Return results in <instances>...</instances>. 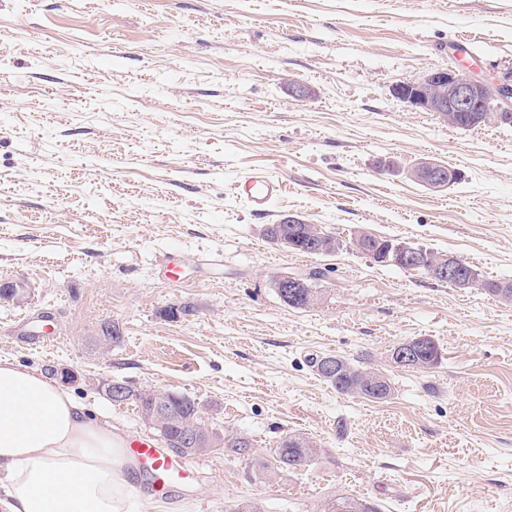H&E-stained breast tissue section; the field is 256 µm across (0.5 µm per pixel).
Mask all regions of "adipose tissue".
Instances as JSON below:
<instances>
[{
	"label": "adipose tissue",
	"mask_w": 512,
	"mask_h": 512,
	"mask_svg": "<svg viewBox=\"0 0 512 512\" xmlns=\"http://www.w3.org/2000/svg\"><path fill=\"white\" fill-rule=\"evenodd\" d=\"M0 512H132L126 442L70 391L0 359Z\"/></svg>",
	"instance_id": "adipose-tissue-1"
}]
</instances>
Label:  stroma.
<instances>
[{
    "mask_svg": "<svg viewBox=\"0 0 512 512\" xmlns=\"http://www.w3.org/2000/svg\"><path fill=\"white\" fill-rule=\"evenodd\" d=\"M459 47L478 72L512 70V0H0V278L30 289L0 302V359L54 368L133 439L159 435L107 382L187 396L268 460L292 435L321 448L268 479L214 448L173 493L136 481L134 512H323L338 494L382 512H512V303L352 243L406 241L512 282V127L452 128L395 93ZM425 157L460 181H413ZM251 169L286 186L268 214L237 194ZM287 215L339 249L268 241ZM312 270L321 304L286 306L276 276ZM44 312L50 350L20 330ZM107 321L120 342H101ZM420 337L435 367L388 361ZM328 355L379 369L391 396L337 392L311 365Z\"/></svg>",
    "mask_w": 512,
    "mask_h": 512,
    "instance_id": "obj_1",
    "label": "stroma"
}]
</instances>
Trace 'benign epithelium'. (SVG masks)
<instances>
[{"mask_svg":"<svg viewBox=\"0 0 512 512\" xmlns=\"http://www.w3.org/2000/svg\"><path fill=\"white\" fill-rule=\"evenodd\" d=\"M396 94L411 104L435 113L449 126L469 117L478 118L484 112L494 113V122L512 124V71L498 76L470 75L453 66L433 70L426 75L398 84ZM410 178L433 190L448 188L452 179L448 166L431 159H421L410 171ZM420 258L419 250L406 242L394 243L378 259L403 269ZM463 260L455 255H443L429 268L434 278L452 277L460 288L470 286L468 279L459 275ZM29 287L22 280L0 279V301L16 304L28 301ZM211 435L201 427L184 429L170 439V449L180 455L198 454L210 447Z\"/></svg>","mask_w":512,"mask_h":512,"instance_id":"obj_1","label":"benign epithelium"}]
</instances>
